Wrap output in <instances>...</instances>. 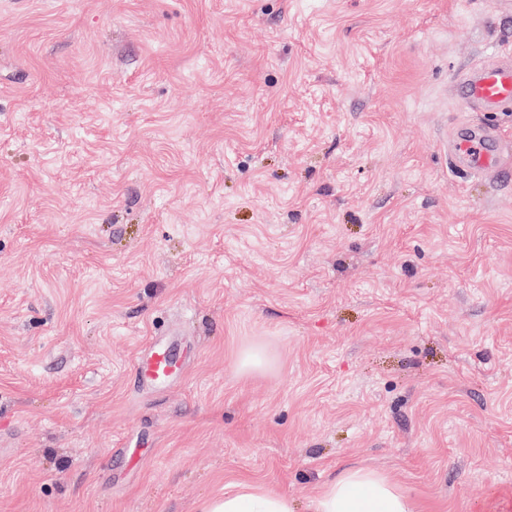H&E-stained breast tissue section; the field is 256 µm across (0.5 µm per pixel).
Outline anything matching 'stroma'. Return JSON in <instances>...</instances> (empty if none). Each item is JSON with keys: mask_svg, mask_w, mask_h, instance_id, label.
I'll return each mask as SVG.
<instances>
[{"mask_svg": "<svg viewBox=\"0 0 512 512\" xmlns=\"http://www.w3.org/2000/svg\"><path fill=\"white\" fill-rule=\"evenodd\" d=\"M494 53L512 0H0V512H512V181L446 148L512 135L449 92ZM176 369L171 350L164 341L155 342L136 366L139 379L152 385L168 383L175 375ZM310 512H414L413 503L387 475L348 468L327 482ZM288 495L243 480L233 492L214 494L200 512H294Z\"/></svg>", "mask_w": 512, "mask_h": 512, "instance_id": "35a3bbf8", "label": "stroma"}]
</instances>
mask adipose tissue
Here are the masks:
<instances>
[{
    "label": "adipose tissue",
    "instance_id": "1",
    "mask_svg": "<svg viewBox=\"0 0 512 512\" xmlns=\"http://www.w3.org/2000/svg\"><path fill=\"white\" fill-rule=\"evenodd\" d=\"M312 512H414L413 503L388 476L348 468L327 482L310 504ZM201 512H293L287 495L248 480L235 491L214 494Z\"/></svg>",
    "mask_w": 512,
    "mask_h": 512
}]
</instances>
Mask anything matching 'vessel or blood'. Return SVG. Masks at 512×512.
Returning a JSON list of instances; mask_svg holds the SVG:
<instances>
[{"mask_svg": "<svg viewBox=\"0 0 512 512\" xmlns=\"http://www.w3.org/2000/svg\"><path fill=\"white\" fill-rule=\"evenodd\" d=\"M453 96L462 110L482 112L512 111V63L490 61L462 72L453 84ZM505 142L496 128L460 129L450 143V153L472 174L512 175ZM136 372L152 385L168 383L176 372L166 342H155L139 359Z\"/></svg>", "mask_w": 512, "mask_h": 512, "instance_id": "1", "label": "vessel or blood"}]
</instances>
